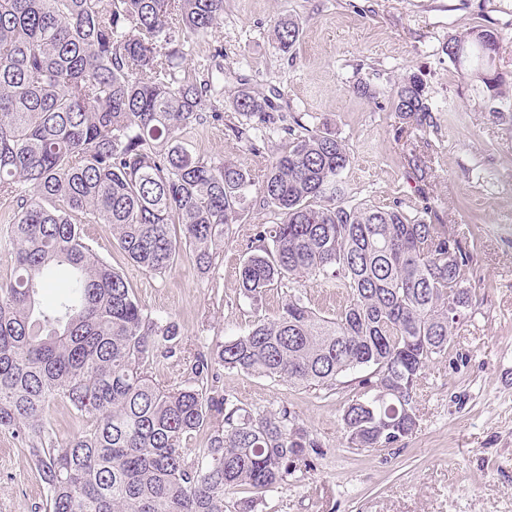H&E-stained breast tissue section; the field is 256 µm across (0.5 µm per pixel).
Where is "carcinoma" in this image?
<instances>
[{"label": "carcinoma", "instance_id": "1", "mask_svg": "<svg viewBox=\"0 0 512 512\" xmlns=\"http://www.w3.org/2000/svg\"><path fill=\"white\" fill-rule=\"evenodd\" d=\"M223 15L224 0H0V197L15 202L0 242L16 262L0 279V434L33 461L46 512H224L239 487L254 496L237 508L253 512L311 468L320 450L295 416H254L215 385L217 366L315 387L371 367L367 392L341 421L351 447L388 448L415 429L423 370L453 347L471 306L473 253L396 206L345 202L336 184L350 157L329 129L292 138L258 183L241 164L184 146L212 80L173 58L182 39L207 36ZM273 37L287 53L300 25L282 17ZM498 48L489 29L445 46L457 69L484 63L475 77L493 103L506 95ZM392 104L418 131L433 124L415 74ZM268 108L245 90L232 100L234 112L263 122L274 119ZM255 185L281 221L257 226L240 269L244 296L314 274L336 281L347 303L329 318L295 295L276 319L194 354L185 383L163 386L149 369L183 353L178 325L151 317L73 217L112 225L145 270L187 252L207 273ZM57 401L86 422L60 442L46 425ZM215 413L222 425L188 457L185 443Z\"/></svg>", "mask_w": 512, "mask_h": 512}]
</instances>
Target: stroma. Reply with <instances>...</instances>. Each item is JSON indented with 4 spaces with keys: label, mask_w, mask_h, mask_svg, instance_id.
<instances>
[{
    "label": "stroma",
    "mask_w": 512,
    "mask_h": 512,
    "mask_svg": "<svg viewBox=\"0 0 512 512\" xmlns=\"http://www.w3.org/2000/svg\"><path fill=\"white\" fill-rule=\"evenodd\" d=\"M285 15L302 29L288 55L273 40L274 22ZM478 29L498 35L494 65L512 73V0H224L212 35L183 46L181 66L220 74L210 99L219 117L181 134L194 155L234 159L261 176L301 118L343 141L346 199L399 206L474 250L472 305L453 348L423 373L416 428L392 447H350L342 428L368 369L344 373L327 388L219 370L220 387L239 405L256 415L287 408L320 445L313 468L266 493L255 512H512V117L490 116L482 83L442 51L451 38ZM413 73L436 109L423 132L402 131L388 96ZM359 81L385 97L376 103L354 94ZM242 88L272 101V122L233 112L229 103ZM413 151L428 167H409ZM279 220L251 192L206 274L187 255L166 271H146L120 249L111 225H84L85 242L124 273L148 312L180 329L183 358L152 369L161 384L187 380L194 353L275 319L289 296L303 295L327 317L345 305L343 289L314 275L283 281L257 302L243 296L247 246L257 225ZM45 504L32 464L0 434V512H45Z\"/></svg>",
    "instance_id": "1"
}]
</instances>
